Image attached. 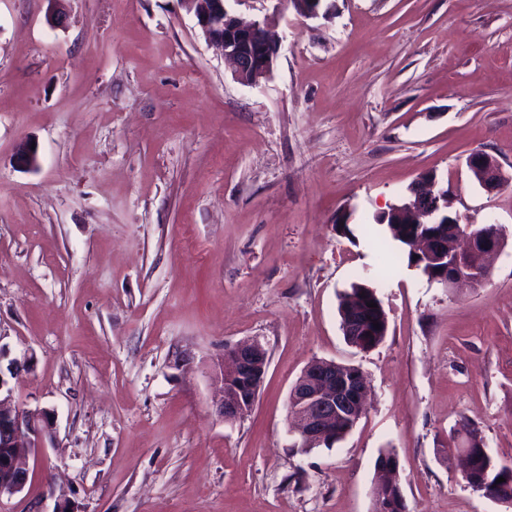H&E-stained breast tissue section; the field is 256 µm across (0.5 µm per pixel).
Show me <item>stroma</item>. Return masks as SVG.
I'll use <instances>...</instances> for the list:
<instances>
[{"label": "stroma", "mask_w": 512, "mask_h": 512, "mask_svg": "<svg viewBox=\"0 0 512 512\" xmlns=\"http://www.w3.org/2000/svg\"><path fill=\"white\" fill-rule=\"evenodd\" d=\"M273 71L246 86L181 0H0V347L16 405L57 414L0 512H373L381 452L409 512H512L468 487L453 440L477 424L512 465V0H283ZM37 170L18 168L22 142ZM425 172L462 224L508 244L477 288L431 282L374 218ZM348 213L349 232L336 227ZM388 333L340 329L357 277ZM268 368L248 415L214 409L227 346ZM316 358L373 391L356 427L303 452L291 387ZM293 9L297 15L307 20L319 18L330 19L333 14V5L327 2L332 0H294ZM466 166L479 174V185L486 191H497L511 183V176L502 170L496 159L484 151L471 153L467 157ZM362 293H365V297H361ZM370 302L376 303L377 308L368 307L367 303ZM357 307H363L367 312L365 325L366 336L352 337L348 336L344 331V320L345 316ZM338 314L340 318V328L345 340L350 345L365 351L375 348L385 339V316H387V314L375 289L371 288L368 284L353 283L350 292H345L340 298ZM368 316H371V319H368ZM373 320H377L379 329L373 326Z\"/></svg>", "instance_id": "obj_1"}]
</instances>
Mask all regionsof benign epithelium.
<instances>
[{"mask_svg":"<svg viewBox=\"0 0 512 512\" xmlns=\"http://www.w3.org/2000/svg\"><path fill=\"white\" fill-rule=\"evenodd\" d=\"M193 14L205 39L220 48L233 64L240 81L257 85L270 76L278 44L270 33L268 18L243 21L228 6L231 0H183ZM295 12L306 20L328 19L333 14L329 0H295ZM18 161L27 169L38 168L37 150L31 143L20 144ZM469 170L479 174V185L497 191L512 182L488 153L478 150L466 160ZM396 223L416 227V252L442 264L441 274L430 281L445 286L466 280L474 286L490 275L487 257L501 251V228L487 225L479 233H466L460 216L448 209V190L435 178L422 179L409 189L403 202L392 206ZM469 272L463 277L460 269ZM267 353L261 342L238 344L224 355L216 380L221 395L215 411L233 423L248 413L257 399L266 366ZM371 396L369 384L336 372V362L315 360L295 382L290 393L289 417L297 425L300 442L323 446L334 440L336 420L352 417ZM56 434L52 411L21 409L13 403V391L0 374V497L21 492L27 482L26 462L44 450Z\"/></svg>","mask_w":512,"mask_h":512,"instance_id":"obj_1","label":"benign epithelium"}]
</instances>
